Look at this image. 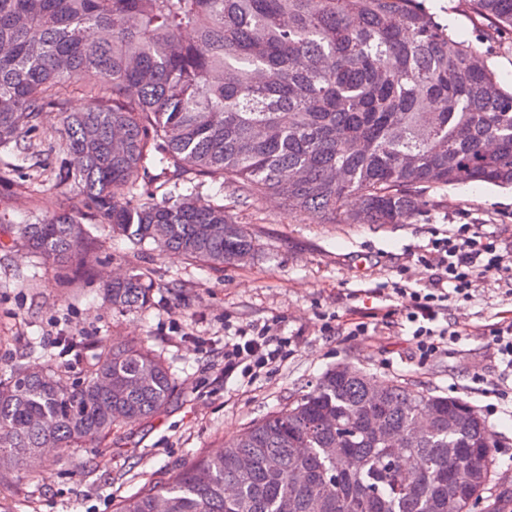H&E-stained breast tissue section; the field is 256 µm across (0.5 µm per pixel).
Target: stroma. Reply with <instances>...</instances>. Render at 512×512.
<instances>
[{
  "mask_svg": "<svg viewBox=\"0 0 512 512\" xmlns=\"http://www.w3.org/2000/svg\"><path fill=\"white\" fill-rule=\"evenodd\" d=\"M428 6L459 40L488 50L497 74L512 82L511 33L487 42L451 0H428ZM30 143L51 168L35 187L19 172L0 184V227L34 223L65 201L50 140L39 133ZM191 182L200 195H223L229 215L255 236L250 263L213 269L150 245L134 246L103 226L81 264L45 267L19 242L0 250V376L26 353L39 361L52 358L59 337L79 336L84 347L67 358L68 380H80L112 342L144 340L167 362L176 384L170 405L152 419L117 426L100 447L1 481L0 512H114L121 499L147 483L168 481L189 459L222 447L342 362L476 407L496 432L497 470L512 487V395L499 397L507 384L486 339L494 324L512 316V284L481 277L470 300H449L456 335L425 364L415 356L410 324L394 314L401 300L391 290L395 282L424 284L429 272L418 253L457 225L512 244V189L439 190L435 206L406 224H327L317 213L289 215L272 199L243 200L242 190L219 188L204 176ZM131 269L156 285L153 304L138 312L113 308L102 291L115 273ZM336 318L372 328L365 336L326 333L325 324ZM266 324L289 338L287 357L259 376L225 378V337ZM88 458L96 469L85 467Z\"/></svg>",
  "mask_w": 512,
  "mask_h": 512,
  "instance_id": "obj_1",
  "label": "stroma"
}]
</instances>
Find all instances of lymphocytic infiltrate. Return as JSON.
Instances as JSON below:
<instances>
[{
	"label": "lymphocytic infiltrate",
	"mask_w": 512,
	"mask_h": 512,
	"mask_svg": "<svg viewBox=\"0 0 512 512\" xmlns=\"http://www.w3.org/2000/svg\"><path fill=\"white\" fill-rule=\"evenodd\" d=\"M507 253L499 240L477 237L470 225L461 224L452 235L433 239L420 255V263L432 271L424 288L411 290L405 284H393L394 293L405 300L399 313L413 327L420 361L434 357L450 334L448 327L439 323L448 314V300L471 298L473 282L480 276L512 280V261ZM286 344V338L270 335L263 328L240 331L224 344L225 377L276 363Z\"/></svg>",
	"instance_id": "obj_1"
}]
</instances>
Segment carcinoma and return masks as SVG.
Here are the masks:
<instances>
[{
  "label": "carcinoma",
  "instance_id": "cac0c4a2",
  "mask_svg": "<svg viewBox=\"0 0 512 512\" xmlns=\"http://www.w3.org/2000/svg\"><path fill=\"white\" fill-rule=\"evenodd\" d=\"M457 2L489 23L488 39L512 31V0ZM86 72L98 82L79 83ZM75 94L95 107L68 111ZM49 110L60 117L47 135L67 202L17 230L45 264L86 259L96 224L214 267L253 259L255 237L224 203L139 193L151 167L168 183L194 171L329 224L357 223L356 198L372 223L406 224L431 191L512 187V85L426 0H0V150L14 158L0 180L44 166L27 140ZM105 294L139 311L153 284L132 270ZM61 376L29 361L0 378V481L41 448L99 447L121 423L164 410L175 389L141 342L100 352L67 389ZM376 408L387 443L364 422ZM469 408L339 364L116 512H442L450 495L463 512L472 497L500 512L493 428L482 417L448 423ZM426 409L437 423L412 443ZM331 418L338 428L324 425ZM419 460L425 476L400 485L398 471Z\"/></svg>",
  "mask_w": 512,
  "mask_h": 512
}]
</instances>
